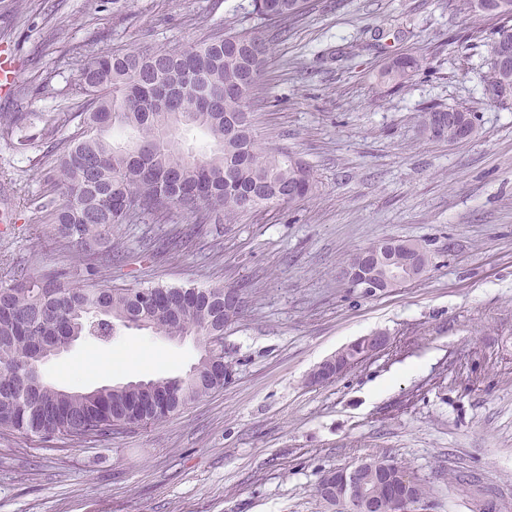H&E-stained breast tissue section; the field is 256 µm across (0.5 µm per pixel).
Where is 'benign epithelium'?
<instances>
[{
	"label": "benign epithelium",
	"mask_w": 512,
	"mask_h": 512,
	"mask_svg": "<svg viewBox=\"0 0 512 512\" xmlns=\"http://www.w3.org/2000/svg\"><path fill=\"white\" fill-rule=\"evenodd\" d=\"M494 65L503 76L512 75V43L504 40L496 44ZM447 131L454 132L458 141L467 140L474 135L476 124L472 116L460 114L451 108L446 112L432 113L426 133L435 136ZM398 246L399 243L394 239L382 240L377 253L360 256L362 264L368 268L367 272L358 278L348 264L341 267L338 277L352 282L353 288L365 296H375L391 288L401 287L413 276L416 267L424 271L427 266L420 265V261L425 258V251L410 246L405 248L406 256L397 259L391 250ZM389 345L390 336L382 331L361 336L312 369L308 383L311 386L330 384L364 359L387 350ZM336 484L342 487L338 504L348 512H374L377 491L374 488L369 490L363 484L360 464L336 468Z\"/></svg>",
	"instance_id": "obj_1"
}]
</instances>
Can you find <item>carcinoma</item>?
Listing matches in <instances>:
<instances>
[{"instance_id":"obj_1","label":"carcinoma","mask_w":512,"mask_h":512,"mask_svg":"<svg viewBox=\"0 0 512 512\" xmlns=\"http://www.w3.org/2000/svg\"><path fill=\"white\" fill-rule=\"evenodd\" d=\"M307 0H253L251 15L267 25L293 20ZM493 14L454 0L456 13L496 21L490 48L512 33V0H491ZM227 23L226 31L172 51L102 52L80 72L86 102L78 112L44 127L48 153L57 156L60 197L44 196L39 209L65 246L81 257L86 276L112 269V231L144 213L178 208L194 224H233L256 206L308 197L312 177L298 158L260 143L251 130L248 100L278 35ZM422 67L398 56L379 83L405 88ZM77 122V132L56 141ZM120 130V139L112 131ZM199 131L207 149L182 141ZM30 259L0 282V435L18 432L72 446L114 433H132L166 420L188 404L224 389V327L240 312L224 308V287L155 285L88 288L65 270H36ZM142 322L164 336H198L202 351L183 376L147 385L68 391L45 381L41 365L70 336L113 335ZM335 475L321 476L317 495L336 509Z\"/></svg>"}]
</instances>
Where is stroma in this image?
I'll return each mask as SVG.
<instances>
[{
	"label": "stroma",
	"instance_id": "obj_1",
	"mask_svg": "<svg viewBox=\"0 0 512 512\" xmlns=\"http://www.w3.org/2000/svg\"><path fill=\"white\" fill-rule=\"evenodd\" d=\"M251 0H0V42L21 63L0 114L31 144L0 131V274L37 258L81 275L75 252L34 206L49 192L41 130L79 111L84 64L103 51L199 43ZM449 0H309L275 45L249 110L265 144L298 155L315 179L303 201L206 224L177 247L188 220L143 214L112 235L104 283L246 289L224 332L232 383L158 424L45 446L0 436V512H326L321 475L389 456L430 490L429 512H512V103L484 90L488 42ZM401 54L423 61L406 89L380 84ZM431 104L467 109L477 132L451 143L421 133ZM417 240L424 278L374 297L338 278L367 245ZM387 332L389 350L333 383L309 372L353 339ZM196 337L121 328L45 362L73 390L175 377L194 365ZM109 368L94 370L99 360ZM142 371L127 370L130 362Z\"/></svg>",
	"mask_w": 512,
	"mask_h": 512
}]
</instances>
